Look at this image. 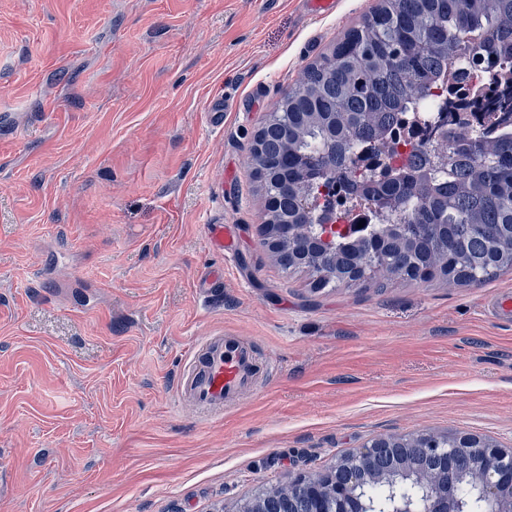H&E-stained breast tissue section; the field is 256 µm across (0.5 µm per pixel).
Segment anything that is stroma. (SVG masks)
Returning a JSON list of instances; mask_svg holds the SVG:
<instances>
[{"instance_id":"35a3bbf8","label":"stroma","mask_w":512,"mask_h":512,"mask_svg":"<svg viewBox=\"0 0 512 512\" xmlns=\"http://www.w3.org/2000/svg\"><path fill=\"white\" fill-rule=\"evenodd\" d=\"M379 3L0 0V512H229L383 436L512 446V274L317 290L265 243L254 137ZM224 333L266 366L206 415L176 383ZM208 238L214 250L226 253L233 250L234 232L231 224L208 225Z\"/></svg>"}]
</instances>
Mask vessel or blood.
Returning <instances> with one entry per match:
<instances>
[{
	"instance_id": "obj_1",
	"label": "vessel or blood",
	"mask_w": 512,
	"mask_h": 512,
	"mask_svg": "<svg viewBox=\"0 0 512 512\" xmlns=\"http://www.w3.org/2000/svg\"><path fill=\"white\" fill-rule=\"evenodd\" d=\"M208 238L214 250L228 253L233 249L232 225H209ZM258 370L254 350L239 337L211 336L194 348L177 390L201 412H220L252 383Z\"/></svg>"
}]
</instances>
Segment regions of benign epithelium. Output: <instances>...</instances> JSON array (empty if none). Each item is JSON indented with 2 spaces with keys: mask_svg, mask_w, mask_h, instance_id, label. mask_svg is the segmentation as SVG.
<instances>
[{
  "mask_svg": "<svg viewBox=\"0 0 512 512\" xmlns=\"http://www.w3.org/2000/svg\"><path fill=\"white\" fill-rule=\"evenodd\" d=\"M428 435L405 439L390 436L336 460L324 472H299L288 483L263 489L233 512H326L336 502V512H352L359 494L394 475L421 493L417 499L395 498L386 512H463L462 503L448 493V476L464 461L474 463L472 493L484 503L481 512H512V448L463 433L440 448L425 447ZM434 456L439 467L424 471L418 457Z\"/></svg>",
  "mask_w": 512,
  "mask_h": 512,
  "instance_id": "7a95c632",
  "label": "benign epithelium"
}]
</instances>
